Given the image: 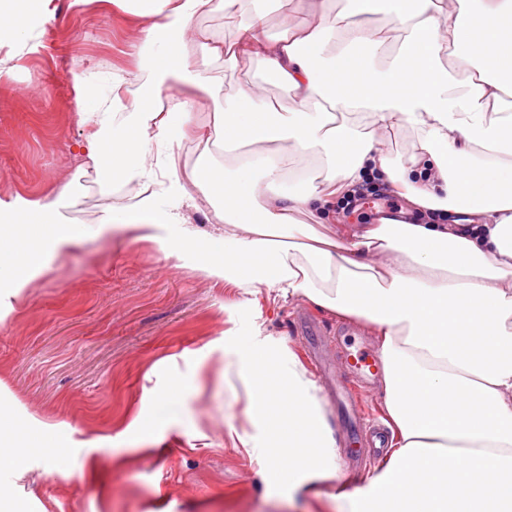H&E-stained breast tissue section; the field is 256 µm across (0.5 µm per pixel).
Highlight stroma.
Wrapping results in <instances>:
<instances>
[{"label":"stroma","instance_id":"35a3bbf8","mask_svg":"<svg viewBox=\"0 0 512 512\" xmlns=\"http://www.w3.org/2000/svg\"><path fill=\"white\" fill-rule=\"evenodd\" d=\"M54 4L55 13L38 19L26 42L0 45V63L10 70L0 77V199H39L69 185L73 202L62 216L83 236L32 281L0 323V396L17 399L30 414L66 421L105 464L131 452L132 442L120 433L145 387H165L199 366L206 378L187 395L183 414L157 427L151 454L113 473L110 494L77 471L66 481L34 472L32 489H50L57 500L51 512H335L338 485H361L376 463L369 457L351 467L352 448L335 408L326 414L338 443L340 481L291 491L262 482L257 462L233 446L231 431L249 428L246 399L220 380L225 337L243 335L253 323L304 353L297 316L308 303L206 279L193 256L167 260L152 243L101 232L109 212L135 207L155 186L146 179L127 191L105 186L84 162L80 145L92 127L76 109L72 74L85 71L104 95L116 78L135 88L134 46L146 20L134 0ZM257 11L272 35L289 22H315L300 0H241L235 12L202 16L194 26L229 43ZM205 74L221 81L223 93L259 84L274 111L293 107L259 59L213 60ZM224 161L186 140L152 148L147 166L157 171L173 164L187 176ZM105 434L113 435L112 444H98Z\"/></svg>","mask_w":512,"mask_h":512}]
</instances>
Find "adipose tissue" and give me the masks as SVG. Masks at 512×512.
Wrapping results in <instances>:
<instances>
[{"label":"adipose tissue","mask_w":512,"mask_h":512,"mask_svg":"<svg viewBox=\"0 0 512 512\" xmlns=\"http://www.w3.org/2000/svg\"><path fill=\"white\" fill-rule=\"evenodd\" d=\"M0 0V44L24 38L32 18L53 14V0ZM149 23L136 54L146 80L124 81L92 96L86 73L73 75L76 103L94 125L83 153L106 185L132 180L151 144L181 142L195 109L220 103L206 143L251 159L162 177L170 196L154 195L112 211L104 227L137 232L164 259L191 254L207 278L274 299L311 305L372 326L383 363L382 388L392 432L389 452L363 485L339 491L340 512H512V0H381L389 23L406 33L390 46L365 18L366 0H346L327 24L286 27L270 37L262 17L234 50L194 21L239 0H137ZM209 57H259L294 105L272 111L258 89L220 93L187 63L190 34ZM335 36L328 58L318 49ZM415 132L409 152L390 158L381 137ZM303 157L313 177L293 174ZM380 179L417 210L470 216L468 226L364 224L324 233L337 201L365 179ZM218 202V235H201L183 209ZM49 200L0 203V321L31 281L79 241L77 225ZM308 214L316 224L298 223ZM238 378L251 429L231 433L234 447L295 490L339 477L337 443L320 388L282 338L253 328L224 340L223 382ZM197 378L176 376L146 392L153 416L136 412L125 434L152 443L159 423L177 417ZM68 425L0 405V512H19L31 472L70 478L77 443Z\"/></svg>","instance_id":"obj_1"}]
</instances>
